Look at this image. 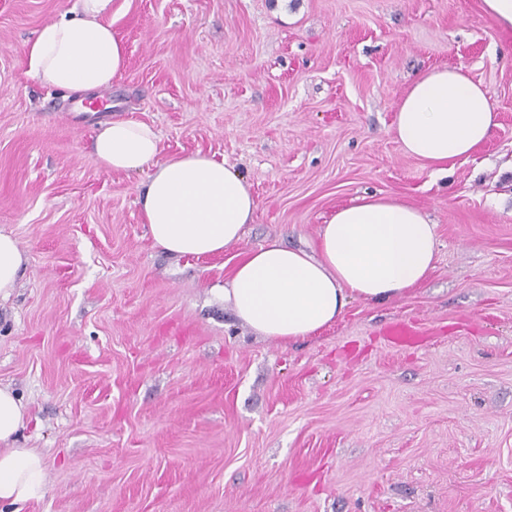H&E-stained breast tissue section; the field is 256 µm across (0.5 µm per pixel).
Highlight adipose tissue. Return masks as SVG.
<instances>
[{"mask_svg":"<svg viewBox=\"0 0 512 512\" xmlns=\"http://www.w3.org/2000/svg\"><path fill=\"white\" fill-rule=\"evenodd\" d=\"M111 4L77 0L70 14L44 24L28 50L32 76L70 92L109 88L127 61L124 42L103 21ZM495 125L485 87L461 69L443 68L412 82L393 133L404 153L444 175L449 162L471 158ZM92 146L104 169L147 171L137 203L151 240L169 255L222 254L241 242L254 219L258 202L243 175L201 153L161 156L151 124L98 122ZM436 261V226L427 213L392 195L364 194L337 208L309 248L273 239L243 252L211 293L256 334L288 342L336 323L352 300L405 298ZM23 264L18 240L0 231V301L12 296ZM31 418L14 391L0 385V504L18 506L45 494V455L17 445Z\"/></svg>","mask_w":512,"mask_h":512,"instance_id":"1","label":"adipose tissue"}]
</instances>
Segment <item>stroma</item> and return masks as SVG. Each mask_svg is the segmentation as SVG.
Segmentation results:
<instances>
[{"label": "stroma", "instance_id": "35a3bbf8", "mask_svg": "<svg viewBox=\"0 0 512 512\" xmlns=\"http://www.w3.org/2000/svg\"><path fill=\"white\" fill-rule=\"evenodd\" d=\"M74 3L0 0V230L27 258L0 384L49 463L22 512H512V31L481 0H112L127 63L100 118L225 160L258 201L239 248L175 257L141 220L144 174L100 167L71 92L28 74ZM453 67L497 125L438 179L391 128ZM365 193L437 226L407 297L289 343L213 300L239 250L312 241Z\"/></svg>", "mask_w": 512, "mask_h": 512}]
</instances>
